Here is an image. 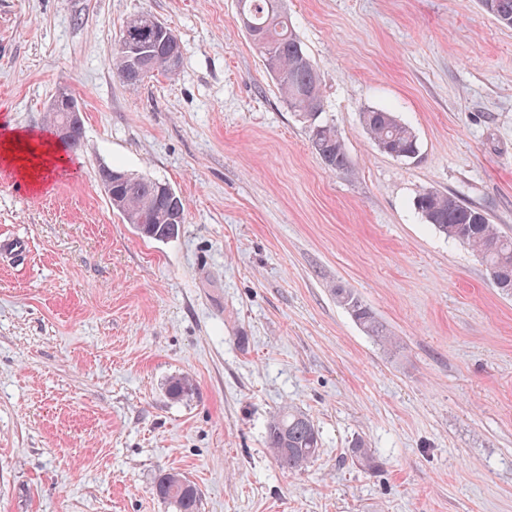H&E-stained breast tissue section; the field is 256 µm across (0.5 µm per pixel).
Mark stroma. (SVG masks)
Masks as SVG:
<instances>
[{"label":"stroma","instance_id":"stroma-1","mask_svg":"<svg viewBox=\"0 0 512 512\" xmlns=\"http://www.w3.org/2000/svg\"><path fill=\"white\" fill-rule=\"evenodd\" d=\"M282 5L347 171L320 161L237 0H0V125L43 129L61 88L83 116L46 191L0 173V239L25 244L0 255V512H175L152 493L168 472L199 512H512V296L414 207L451 193L512 235V27L479 0ZM141 14L183 62L133 87L112 56ZM368 109L409 125L418 156L379 150ZM104 166L170 185L178 236L126 224ZM289 405L321 437L292 473L265 443ZM338 302L348 310L354 320L369 335L384 345H392L394 337L386 326L379 320L376 314L348 288L336 289Z\"/></svg>","mask_w":512,"mask_h":512}]
</instances>
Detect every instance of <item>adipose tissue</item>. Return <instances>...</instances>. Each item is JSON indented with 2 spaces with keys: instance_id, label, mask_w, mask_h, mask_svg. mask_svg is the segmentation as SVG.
Listing matches in <instances>:
<instances>
[{
  "instance_id": "obj_1",
  "label": "adipose tissue",
  "mask_w": 512,
  "mask_h": 512,
  "mask_svg": "<svg viewBox=\"0 0 512 512\" xmlns=\"http://www.w3.org/2000/svg\"><path fill=\"white\" fill-rule=\"evenodd\" d=\"M0 164L16 175L26 188L39 191L50 182L54 171L70 165L63 147L31 131L0 130Z\"/></svg>"
}]
</instances>
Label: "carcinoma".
Returning a JSON list of instances; mask_svg holds the SVG:
<instances>
[{"mask_svg":"<svg viewBox=\"0 0 512 512\" xmlns=\"http://www.w3.org/2000/svg\"><path fill=\"white\" fill-rule=\"evenodd\" d=\"M243 28L258 49L263 64L291 110L304 118L313 117L321 107L320 79L281 8L280 0H237ZM495 19L512 27V0H482ZM129 49L115 50L113 66L128 85H139L156 74L174 75L181 66V45L175 30L159 25L153 16L137 15L127 21ZM362 124L378 148L393 157L414 159L419 153L412 129L387 110H366ZM311 144L321 162L330 170L346 171L351 162L336 129L328 124L309 126ZM119 181L112 185V208L121 212L141 237L162 241L179 233L185 223L182 198L165 183L112 169ZM414 205L425 221L444 236L477 252L486 263L496 287L512 294V236L490 224L487 214L452 194L426 190ZM338 302L370 336L384 345L394 337L376 314L348 288L335 289ZM192 390L183 377L168 383V394L179 399ZM266 446L277 465L287 471L306 466L319 452L320 435L309 417L288 406L273 416L266 431ZM158 499L170 503L176 512H199L200 492L179 473L159 476L153 486Z\"/></svg>","mask_w":512,"mask_h":512,"instance_id":"carcinoma-1","label":"carcinoma"}]
</instances>
